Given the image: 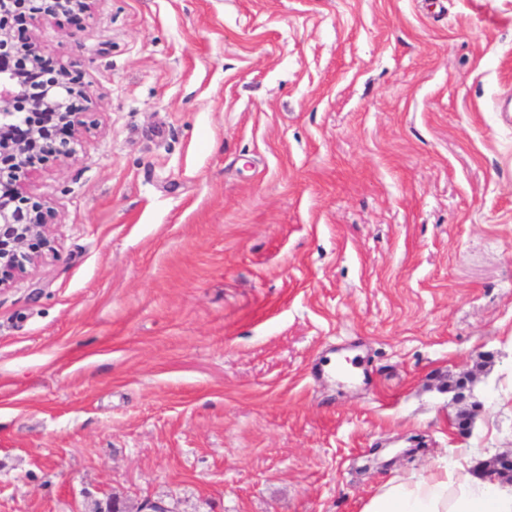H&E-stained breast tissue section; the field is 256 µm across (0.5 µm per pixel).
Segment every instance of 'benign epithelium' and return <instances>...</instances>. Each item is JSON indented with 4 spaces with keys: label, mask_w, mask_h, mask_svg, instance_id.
<instances>
[{
    "label": "benign epithelium",
    "mask_w": 512,
    "mask_h": 512,
    "mask_svg": "<svg viewBox=\"0 0 512 512\" xmlns=\"http://www.w3.org/2000/svg\"><path fill=\"white\" fill-rule=\"evenodd\" d=\"M93 2L0 0V184L15 185L0 191V287L26 273L43 250L53 251L46 229L55 213L24 195V180L37 165L74 153L67 133L79 132L89 111L79 82L45 55L36 38L17 37L14 24L37 27L59 15L81 20L90 16ZM474 379L468 373L454 388L459 415L467 419L479 407L471 401ZM477 469L486 478L512 482V450L479 461Z\"/></svg>",
    "instance_id": "obj_1"
}]
</instances>
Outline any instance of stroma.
<instances>
[{"label":"stroma","mask_w":512,"mask_h":512,"mask_svg":"<svg viewBox=\"0 0 512 512\" xmlns=\"http://www.w3.org/2000/svg\"><path fill=\"white\" fill-rule=\"evenodd\" d=\"M16 33L91 110L27 182L53 254L0 291V512H361L512 449V0H96ZM475 379L473 373H468L463 377L459 378L457 386L452 390L454 391V400L457 405L460 406L459 416L465 417L467 420L472 419L475 416L479 404L471 402V385Z\"/></svg>","instance_id":"stroma-1"}]
</instances>
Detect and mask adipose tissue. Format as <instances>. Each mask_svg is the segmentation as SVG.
Masks as SVG:
<instances>
[{
    "mask_svg": "<svg viewBox=\"0 0 512 512\" xmlns=\"http://www.w3.org/2000/svg\"><path fill=\"white\" fill-rule=\"evenodd\" d=\"M476 454L456 448L442 465L387 481L361 512H512V485L477 477Z\"/></svg>",
    "mask_w": 512,
    "mask_h": 512,
    "instance_id": "1",
    "label": "adipose tissue"
}]
</instances>
